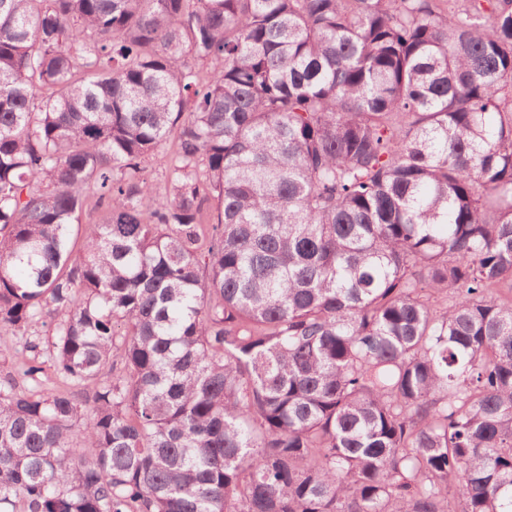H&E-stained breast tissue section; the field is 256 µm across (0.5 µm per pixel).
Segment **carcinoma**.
Masks as SVG:
<instances>
[{
  "label": "carcinoma",
  "instance_id": "cac0c4a2",
  "mask_svg": "<svg viewBox=\"0 0 512 512\" xmlns=\"http://www.w3.org/2000/svg\"><path fill=\"white\" fill-rule=\"evenodd\" d=\"M440 2L0 0V512H512V0ZM173 139H170V141L165 145V147L160 150V152L150 158L148 162L146 163V174L150 180V182L156 184L158 187L163 188L165 185V155L167 152H170L173 148ZM23 339L21 333L17 336L11 337L7 347H3L1 351L0 346V379L13 374L18 366L15 353L22 348Z\"/></svg>",
  "mask_w": 512,
  "mask_h": 512
}]
</instances>
